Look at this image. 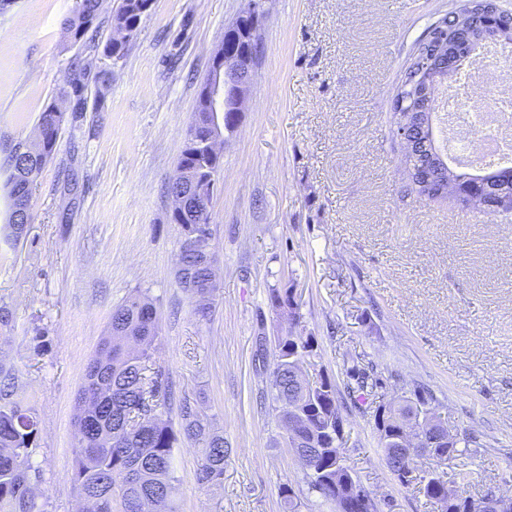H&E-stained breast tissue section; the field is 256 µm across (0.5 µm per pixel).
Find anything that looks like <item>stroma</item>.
<instances>
[{
    "mask_svg": "<svg viewBox=\"0 0 512 512\" xmlns=\"http://www.w3.org/2000/svg\"><path fill=\"white\" fill-rule=\"evenodd\" d=\"M260 52L227 137L211 202L218 286L206 319L177 281L182 228L166 187L225 31L249 0H155L112 81L76 113L65 91L80 45L62 22L76 0L0 9V149L34 141L39 113L67 111L33 190L19 242L0 236V358L40 433L45 512H75L76 394L113 308L142 290L160 317L154 355L180 404L224 436V478L199 484L200 445L174 450L179 512H336L310 490L265 400L264 341L313 337L345 420V448L377 512H435L399 483L379 447L373 395L349 370L424 385L453 434L475 437L460 463L472 495L512 491V222L408 191L391 105L405 67L452 0H261ZM294 289L299 322L270 288Z\"/></svg>",
    "mask_w": 512,
    "mask_h": 512,
    "instance_id": "35a3bbf8",
    "label": "stroma"
}]
</instances>
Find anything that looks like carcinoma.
<instances>
[{"label": "carcinoma", "instance_id": "carcinoma-1", "mask_svg": "<svg viewBox=\"0 0 512 512\" xmlns=\"http://www.w3.org/2000/svg\"><path fill=\"white\" fill-rule=\"evenodd\" d=\"M143 0H119L111 18L116 28L129 27L137 34L146 12ZM498 8L496 0H473L467 14L466 25L475 31L483 27L487 15ZM101 0H79L74 16L67 17L62 28L68 40L84 47L85 56L75 59V77L69 81L76 97L75 112L86 111L85 85L80 75L91 71L95 56L118 60L124 57L128 42L99 40ZM459 12L451 10L443 21L436 24L432 34L441 30L452 35L459 31ZM228 49L240 52L243 48L256 54L258 43L249 29L224 33ZM425 75L431 77L430 105L417 97L416 84L420 62L406 69L397 94L392 102L395 124H406L415 137L414 153L407 157L409 191L431 201L446 200L448 178L453 180H479L487 183L501 176L505 170L487 167L472 173L457 172L448 166L436 144L432 126L416 122V114L428 111L433 120L437 110L435 92L445 82L447 71L440 68L443 53L432 54ZM212 76H207L201 86L194 115L196 137L207 135L214 124V98L210 92ZM66 115L54 106L46 107L39 115L38 129L40 150L29 154L22 142L14 144L7 156L8 186L11 200L8 215L10 236L19 240L26 224L31 221V198L36 179L55 151L57 140ZM223 161L211 162L196 141L185 142L178 159V166L192 171L196 180L189 192L202 204L200 223L183 224L180 251L185 269L178 270V280L190 275L194 288L190 294L195 302V313L207 317L215 288L210 284L206 256L197 251L191 234L195 232L212 236L210 228V201L214 194L211 171L221 169ZM269 300L276 312L296 316L298 303L289 288H272ZM159 338L158 312L145 293L138 291L126 301L115 306L109 322L108 335L99 343L88 362L79 389L75 419L77 442L74 455L73 483L77 494L76 512H178L174 503L173 467L174 448L185 440L197 442L202 447L203 463L198 480L202 484L219 482L224 478V436L211 430L192 406L180 408V428L174 429L162 415L156 413L135 425H128L129 416L138 413L145 399H152L156 406L168 399L167 384L162 372L148 375ZM312 337L298 343L290 342V334L274 338L272 370L266 380V393L282 427H287L288 403H301L308 427L304 432L301 466L308 484L322 498L336 504L337 512H354L347 506L350 491L363 484L354 476L344 443L336 441V423H344L336 401V384L322 376L318 388L308 393L293 375V361L313 356ZM355 381L351 391L363 395L367 389L378 387L357 367L350 370ZM414 414L407 400L380 397L373 410L375 427L380 433L379 443L386 463L398 471L402 485L420 484L423 495L433 502L439 512H477V499L463 496L448 485L439 474L430 473L415 479L405 477L417 471L416 459L423 454L419 448L400 447L382 436L383 430L392 426L399 416ZM39 436L37 417L17 392L14 366L0 360V512H44L38 502L34 479L39 474L33 462Z\"/></svg>", "mask_w": 512, "mask_h": 512}]
</instances>
